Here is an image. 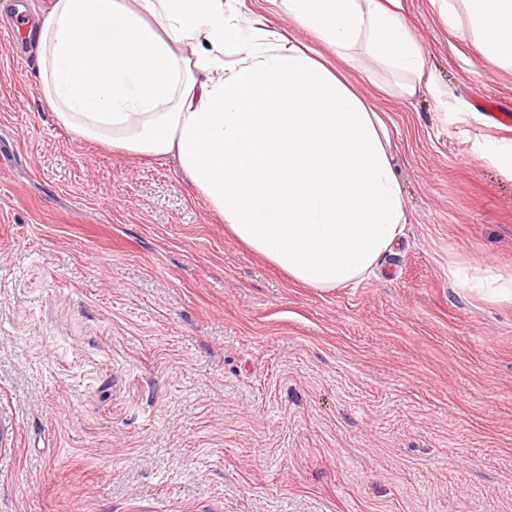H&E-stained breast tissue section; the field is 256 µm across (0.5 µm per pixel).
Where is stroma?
I'll return each mask as SVG.
<instances>
[{
	"mask_svg": "<svg viewBox=\"0 0 512 512\" xmlns=\"http://www.w3.org/2000/svg\"><path fill=\"white\" fill-rule=\"evenodd\" d=\"M403 5L429 85L343 73L408 224L327 291L74 137L0 36V512H512V69Z\"/></svg>",
	"mask_w": 512,
	"mask_h": 512,
	"instance_id": "1",
	"label": "stroma"
}]
</instances>
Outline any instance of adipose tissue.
<instances>
[{
  "instance_id": "1",
  "label": "adipose tissue",
  "mask_w": 512,
  "mask_h": 512,
  "mask_svg": "<svg viewBox=\"0 0 512 512\" xmlns=\"http://www.w3.org/2000/svg\"><path fill=\"white\" fill-rule=\"evenodd\" d=\"M268 2L339 57L396 71L401 94L422 85L400 0ZM447 18L512 68V0H448ZM28 38L63 127L174 160L227 231L290 280L361 281L402 236L384 121L246 0H49Z\"/></svg>"
}]
</instances>
